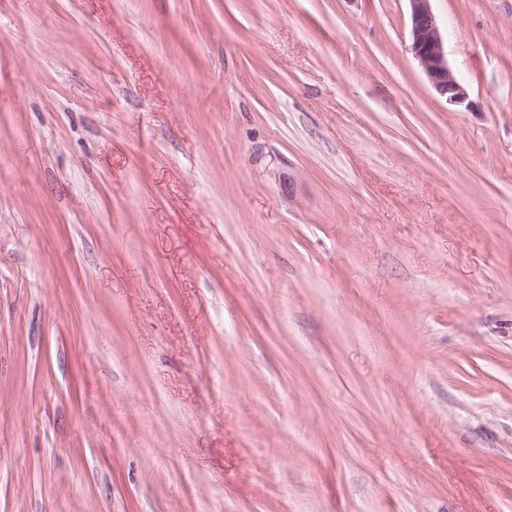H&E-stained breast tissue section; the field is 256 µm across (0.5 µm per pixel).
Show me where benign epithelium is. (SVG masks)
<instances>
[{
    "label": "benign epithelium",
    "instance_id": "obj_1",
    "mask_svg": "<svg viewBox=\"0 0 512 512\" xmlns=\"http://www.w3.org/2000/svg\"><path fill=\"white\" fill-rule=\"evenodd\" d=\"M410 6V51L433 89L450 104H461L468 91L451 72L438 20L431 0H408Z\"/></svg>",
    "mask_w": 512,
    "mask_h": 512
}]
</instances>
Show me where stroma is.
<instances>
[{"label": "stroma", "instance_id": "obj_1", "mask_svg": "<svg viewBox=\"0 0 512 512\" xmlns=\"http://www.w3.org/2000/svg\"><path fill=\"white\" fill-rule=\"evenodd\" d=\"M0 0V512H512V0ZM410 6V51L433 89L449 104L467 100V88L451 72L431 0H407Z\"/></svg>", "mask_w": 512, "mask_h": 512}]
</instances>
